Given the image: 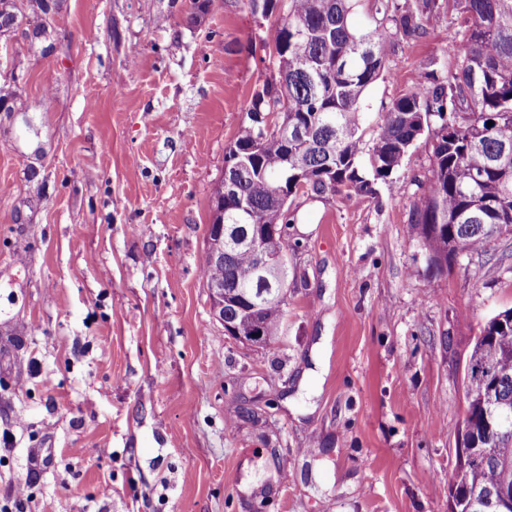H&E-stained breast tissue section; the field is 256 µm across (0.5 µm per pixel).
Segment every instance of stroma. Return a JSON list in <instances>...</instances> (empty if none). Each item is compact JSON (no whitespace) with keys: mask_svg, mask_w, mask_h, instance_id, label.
<instances>
[{"mask_svg":"<svg viewBox=\"0 0 512 512\" xmlns=\"http://www.w3.org/2000/svg\"><path fill=\"white\" fill-rule=\"evenodd\" d=\"M0 26V512H448L481 325L512 240L447 273L409 235L429 135L374 195L290 197L284 334L212 320L224 152L276 70L247 0H17ZM461 37H395L366 137ZM320 379L310 380L316 364Z\"/></svg>","mask_w":512,"mask_h":512,"instance_id":"35a3bbf8","label":"stroma"}]
</instances>
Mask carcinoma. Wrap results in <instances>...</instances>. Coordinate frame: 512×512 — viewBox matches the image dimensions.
I'll list each match as a JSON object with an SVG mask.
<instances>
[{
  "instance_id": "obj_1",
  "label": "carcinoma",
  "mask_w": 512,
  "mask_h": 512,
  "mask_svg": "<svg viewBox=\"0 0 512 512\" xmlns=\"http://www.w3.org/2000/svg\"><path fill=\"white\" fill-rule=\"evenodd\" d=\"M370 3L372 24L352 16ZM268 22L265 46L277 73L257 90L224 163L250 166L255 176L224 202V223L248 229V240L224 248V263L205 254L203 279L224 283V317L240 325L257 317L269 341L283 332V299L257 303L256 250L288 254V239L265 230L293 223L284 198L301 183L315 193H376L424 132L432 134V170L410 219V236L428 253L434 275L461 257L489 252L512 236V0H248ZM454 13L463 31L458 64L422 69L387 107L368 146L364 97L384 72L393 35L418 38L430 21ZM493 125H488V122ZM302 129L285 141L276 130ZM466 411L512 412V309L492 317L475 337L467 359ZM487 460L466 468L462 481L481 491L512 489V435L479 434Z\"/></svg>"
}]
</instances>
